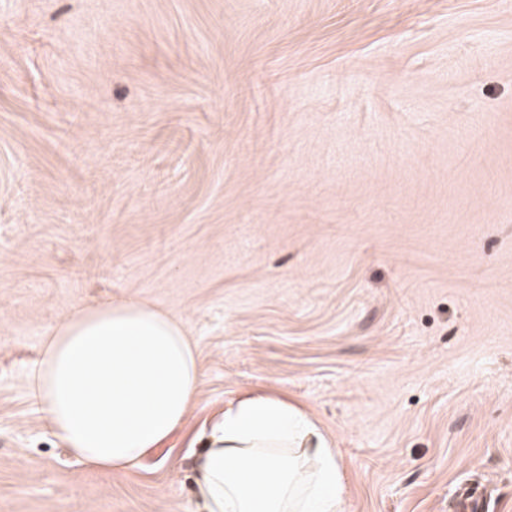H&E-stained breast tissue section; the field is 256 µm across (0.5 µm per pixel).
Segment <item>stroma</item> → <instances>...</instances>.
<instances>
[{
    "mask_svg": "<svg viewBox=\"0 0 512 512\" xmlns=\"http://www.w3.org/2000/svg\"><path fill=\"white\" fill-rule=\"evenodd\" d=\"M125 298L201 384L110 474L32 381ZM266 389L345 512H512V0H0V512H202L205 427Z\"/></svg>",
    "mask_w": 512,
    "mask_h": 512,
    "instance_id": "35a3bbf8",
    "label": "stroma"
}]
</instances>
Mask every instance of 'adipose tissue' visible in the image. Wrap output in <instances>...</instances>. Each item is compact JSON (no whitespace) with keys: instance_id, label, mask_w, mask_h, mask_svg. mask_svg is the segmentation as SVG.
<instances>
[{"instance_id":"ef3b65f1","label":"adipose tissue","mask_w":512,"mask_h":512,"mask_svg":"<svg viewBox=\"0 0 512 512\" xmlns=\"http://www.w3.org/2000/svg\"><path fill=\"white\" fill-rule=\"evenodd\" d=\"M201 375L183 324L136 299L73 310L33 375L51 432L84 466L126 471L186 423ZM336 450L271 392L229 403L196 466L205 512H344Z\"/></svg>"}]
</instances>
